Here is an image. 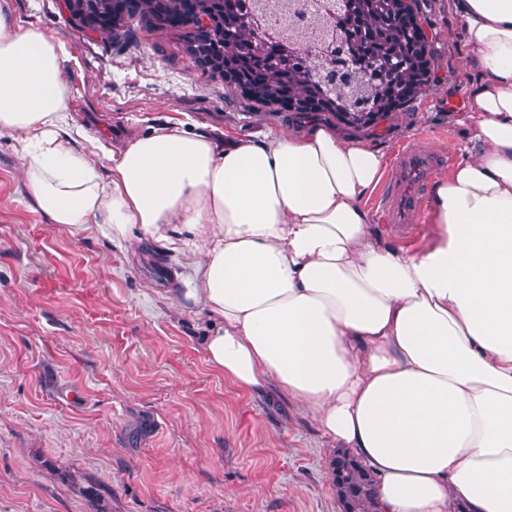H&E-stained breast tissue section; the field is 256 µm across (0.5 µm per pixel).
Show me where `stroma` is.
<instances>
[{
  "instance_id": "35a3bbf8",
  "label": "stroma",
  "mask_w": 512,
  "mask_h": 512,
  "mask_svg": "<svg viewBox=\"0 0 512 512\" xmlns=\"http://www.w3.org/2000/svg\"><path fill=\"white\" fill-rule=\"evenodd\" d=\"M20 26L63 42L75 147L118 153L134 137L192 121L216 135L296 131L305 117L244 99L197 70L171 38L132 27L121 43L68 22L61 0H7ZM433 49L428 83L374 126L316 123L380 149L387 169L365 205L383 216L411 144L460 160L473 76L451 0H416ZM174 256L116 248L36 209L16 141L0 137V512H339L333 451L278 394L241 391L206 367L200 313L150 305ZM52 467H45V460ZM77 474L78 485L63 481Z\"/></svg>"
}]
</instances>
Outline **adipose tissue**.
I'll return each instance as SVG.
<instances>
[{"label": "adipose tissue", "instance_id": "adipose-tissue-1", "mask_svg": "<svg viewBox=\"0 0 512 512\" xmlns=\"http://www.w3.org/2000/svg\"><path fill=\"white\" fill-rule=\"evenodd\" d=\"M474 143L416 251L366 194L384 152L314 124L217 142L185 126L109 168L71 150L61 41L0 5V135L52 223L182 257L164 298L204 312L207 367L295 404L377 480V512H512V0H453Z\"/></svg>", "mask_w": 512, "mask_h": 512}]
</instances>
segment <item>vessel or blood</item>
Returning <instances> with one entry per match:
<instances>
[{
	"label": "vessel or blood",
	"mask_w": 512,
	"mask_h": 512,
	"mask_svg": "<svg viewBox=\"0 0 512 512\" xmlns=\"http://www.w3.org/2000/svg\"><path fill=\"white\" fill-rule=\"evenodd\" d=\"M447 158L413 147H405L399 158L400 184L391 194L389 214L397 225L413 224L424 205L422 191L432 179L444 174Z\"/></svg>",
	"instance_id": "vessel-or-blood-1"
}]
</instances>
